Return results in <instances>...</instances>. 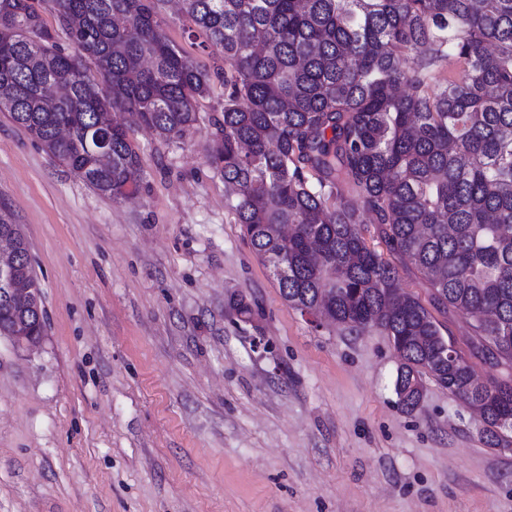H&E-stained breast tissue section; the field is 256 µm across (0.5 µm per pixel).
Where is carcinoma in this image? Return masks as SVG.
Instances as JSON below:
<instances>
[{"instance_id":"cac0c4a2","label":"carcinoma","mask_w":512,"mask_h":512,"mask_svg":"<svg viewBox=\"0 0 512 512\" xmlns=\"http://www.w3.org/2000/svg\"><path fill=\"white\" fill-rule=\"evenodd\" d=\"M161 3L0 0V112L118 200L143 177L129 121L181 140L212 79L224 82L212 160L282 299L323 324L391 337L404 411L429 374L503 422L487 445L512 435V382H478L458 351L444 359L442 324L398 292V268L364 237L369 216L432 305L472 315L473 348L512 369V347L497 342L512 336V0H182L188 29L222 60L211 72L168 39ZM59 30L78 54L58 47ZM102 97L125 117L109 134L110 160L87 169ZM0 233L33 273L2 209ZM16 323L0 294V336Z\"/></svg>"}]
</instances>
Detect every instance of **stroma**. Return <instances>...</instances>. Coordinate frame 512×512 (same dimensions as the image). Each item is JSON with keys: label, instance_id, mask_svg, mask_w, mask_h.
Returning a JSON list of instances; mask_svg holds the SVG:
<instances>
[{"label": "stroma", "instance_id": "obj_1", "mask_svg": "<svg viewBox=\"0 0 512 512\" xmlns=\"http://www.w3.org/2000/svg\"><path fill=\"white\" fill-rule=\"evenodd\" d=\"M168 38L212 67L181 14ZM224 87L172 142L131 132L136 196L98 195L0 113V207L29 241L34 350L0 337V512H512V452L378 330L311 324L243 238L210 159ZM244 298L254 314L230 306ZM481 380L471 321L437 312Z\"/></svg>", "mask_w": 512, "mask_h": 512}]
</instances>
